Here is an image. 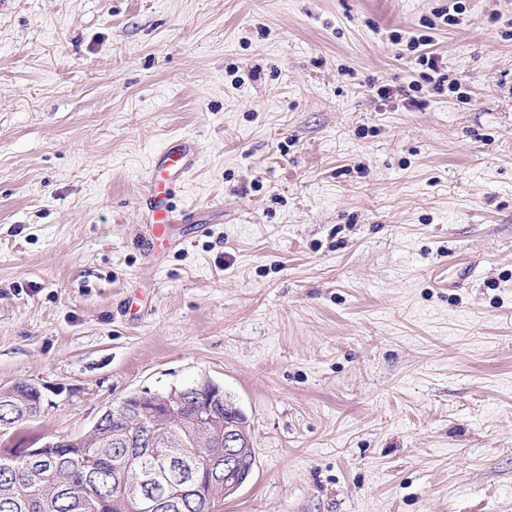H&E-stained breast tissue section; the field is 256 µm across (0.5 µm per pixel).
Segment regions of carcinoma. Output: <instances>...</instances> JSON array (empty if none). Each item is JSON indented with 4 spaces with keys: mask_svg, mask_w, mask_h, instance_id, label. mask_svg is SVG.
<instances>
[{
    "mask_svg": "<svg viewBox=\"0 0 512 512\" xmlns=\"http://www.w3.org/2000/svg\"><path fill=\"white\" fill-rule=\"evenodd\" d=\"M194 386L177 391L172 408L190 413L196 403ZM42 404V396L25 384L0 393V423L16 420L20 408ZM203 425L211 429L234 422L247 430L233 403L203 413ZM192 426L170 418L166 406L150 395H131L104 414L95 432L83 443L50 448L33 468L7 456L9 446L0 437V512H223L224 490L218 485L194 498L185 493L192 470L190 449L175 447L173 438H187ZM155 477L147 488L153 508H138L123 493L121 476L132 469ZM104 498L96 505L92 494Z\"/></svg>",
    "mask_w": 512,
    "mask_h": 512,
    "instance_id": "obj_1",
    "label": "carcinoma"
}]
</instances>
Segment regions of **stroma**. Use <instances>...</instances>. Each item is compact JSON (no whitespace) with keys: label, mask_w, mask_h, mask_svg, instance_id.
Wrapping results in <instances>:
<instances>
[{"label":"stroma","mask_w":512,"mask_h":512,"mask_svg":"<svg viewBox=\"0 0 512 512\" xmlns=\"http://www.w3.org/2000/svg\"><path fill=\"white\" fill-rule=\"evenodd\" d=\"M454 2L15 0L0 387L44 409L12 447L207 378L256 454L224 512H512V0ZM198 156L195 139L187 135L174 138L152 156L142 198L152 224V243L154 240L170 241L174 237L177 227L172 199L190 178Z\"/></svg>","instance_id":"35a3bbf8"}]
</instances>
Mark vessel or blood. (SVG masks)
Returning a JSON list of instances; mask_svg holds the SVG:
<instances>
[{
  "label": "vessel or blood",
  "mask_w": 512,
  "mask_h": 512,
  "mask_svg": "<svg viewBox=\"0 0 512 512\" xmlns=\"http://www.w3.org/2000/svg\"><path fill=\"white\" fill-rule=\"evenodd\" d=\"M198 156L195 139L187 135L174 138L152 156L142 198L150 216L152 239L168 241L173 238L176 225L172 199L190 178Z\"/></svg>",
  "instance_id": "b4317fda"
}]
</instances>
